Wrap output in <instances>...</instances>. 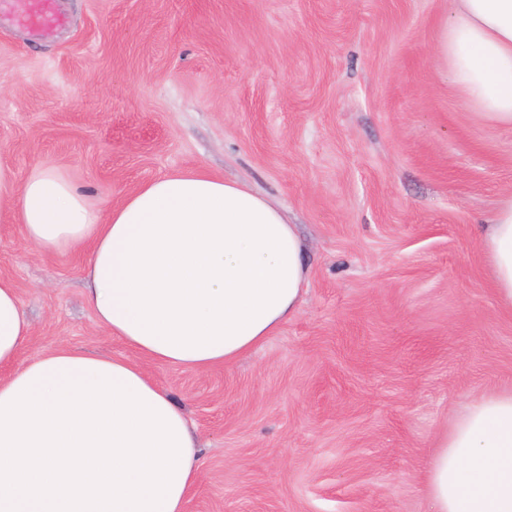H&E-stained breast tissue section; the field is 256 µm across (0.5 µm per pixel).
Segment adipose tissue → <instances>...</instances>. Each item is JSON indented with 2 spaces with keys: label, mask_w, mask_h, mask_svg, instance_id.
<instances>
[{
  "label": "adipose tissue",
  "mask_w": 512,
  "mask_h": 512,
  "mask_svg": "<svg viewBox=\"0 0 512 512\" xmlns=\"http://www.w3.org/2000/svg\"><path fill=\"white\" fill-rule=\"evenodd\" d=\"M438 65L481 118L512 128V0H453L440 25ZM0 220L48 253L89 247L86 302L129 356L135 375L178 418L186 413L145 363L205 372L263 345L293 316L308 282L295 225L246 187L200 168L139 187L106 213L55 169L16 182L0 165ZM481 248L499 299L512 306V200L486 221ZM31 334L14 283L0 277V397L43 366L40 390L72 376L87 352L61 346L27 362ZM432 512H512V390L471 402L437 441L427 479Z\"/></svg>",
  "instance_id": "obj_1"
}]
</instances>
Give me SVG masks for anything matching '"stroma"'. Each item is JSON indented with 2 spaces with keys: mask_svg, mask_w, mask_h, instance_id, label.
Masks as SVG:
<instances>
[{
  "mask_svg": "<svg viewBox=\"0 0 512 512\" xmlns=\"http://www.w3.org/2000/svg\"><path fill=\"white\" fill-rule=\"evenodd\" d=\"M66 29L0 23V164L53 167L108 210L203 168L280 207L308 249L297 314L236 363L152 365L202 467L185 512H430L435 443L512 388V308L479 247L512 195V129L434 62L452 0H55ZM87 252L0 222L32 332L127 347L84 297Z\"/></svg>",
  "mask_w": 512,
  "mask_h": 512,
  "instance_id": "1",
  "label": "stroma"
}]
</instances>
